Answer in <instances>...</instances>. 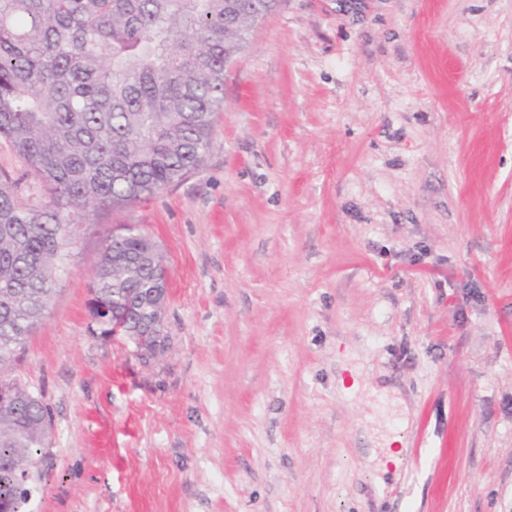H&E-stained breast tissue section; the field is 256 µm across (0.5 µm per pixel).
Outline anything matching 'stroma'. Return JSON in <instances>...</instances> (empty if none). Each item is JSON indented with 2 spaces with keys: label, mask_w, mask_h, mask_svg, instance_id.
Wrapping results in <instances>:
<instances>
[{
  "label": "stroma",
  "mask_w": 512,
  "mask_h": 512,
  "mask_svg": "<svg viewBox=\"0 0 512 512\" xmlns=\"http://www.w3.org/2000/svg\"><path fill=\"white\" fill-rule=\"evenodd\" d=\"M118 224L170 269L148 365L91 333ZM5 374L52 418L33 512H512V0H280Z\"/></svg>",
  "instance_id": "stroma-1"
}]
</instances>
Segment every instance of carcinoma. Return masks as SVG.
<instances>
[{
  "label": "carcinoma",
  "instance_id": "cac0c4a2",
  "mask_svg": "<svg viewBox=\"0 0 512 512\" xmlns=\"http://www.w3.org/2000/svg\"><path fill=\"white\" fill-rule=\"evenodd\" d=\"M278 0H0V140L48 200L0 173V369L45 317L70 256L72 225L132 205L198 168L224 111V77ZM137 227L107 243L93 272V334L138 333L164 261ZM115 308L116 323L94 305ZM37 397L0 404V508L29 512L35 478L15 469L50 444Z\"/></svg>",
  "mask_w": 512,
  "mask_h": 512
}]
</instances>
